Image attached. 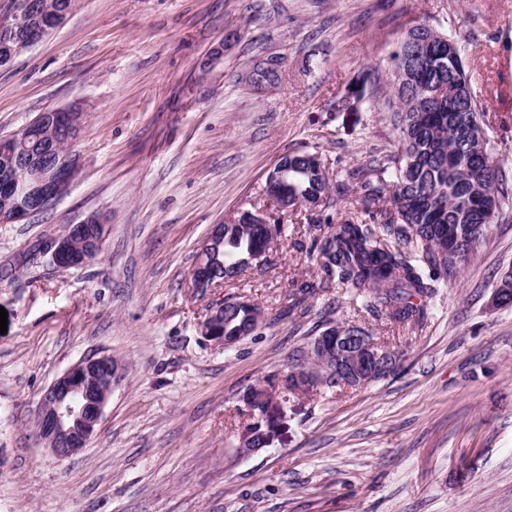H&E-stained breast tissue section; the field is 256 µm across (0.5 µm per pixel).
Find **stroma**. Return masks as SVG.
<instances>
[{"label": "stroma", "instance_id": "1", "mask_svg": "<svg viewBox=\"0 0 512 512\" xmlns=\"http://www.w3.org/2000/svg\"><path fill=\"white\" fill-rule=\"evenodd\" d=\"M458 39L494 157L512 171V0H80L62 26L0 67V135L40 112L87 103L83 168L67 195L0 224V512H512V222L492 225L422 325L401 327L318 291L309 316L288 295L320 279L309 247L353 210L298 206L266 263L222 293L267 324L236 348L200 323L218 294L188 286L212 225L266 210V176L317 149L337 179L395 152L390 55L419 23ZM283 59L258 95L241 77ZM104 213L99 256L29 264V248ZM403 351L396 374L359 389L281 401L267 447L239 451L248 388L284 369L321 311ZM125 366L92 443L58 460L33 411L84 356Z\"/></svg>", "mask_w": 512, "mask_h": 512}]
</instances>
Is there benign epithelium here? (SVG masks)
Instances as JSON below:
<instances>
[{"label":"benign epithelium","mask_w":512,"mask_h":512,"mask_svg":"<svg viewBox=\"0 0 512 512\" xmlns=\"http://www.w3.org/2000/svg\"><path fill=\"white\" fill-rule=\"evenodd\" d=\"M61 21L38 26L11 12L0 17V34L7 38L17 30L25 31L15 42L19 54L38 43ZM85 106L74 103L38 114L17 131L0 136V150L12 156L16 169L12 181L25 192L50 200L60 199L69 191L82 169V156L74 149L55 154L50 145L34 136V131L52 122L75 142L82 128ZM41 212L33 206H14L0 210V224H18ZM108 231L105 218L93 214L68 225L65 233L47 241L46 253L58 268H79L101 252ZM222 233L216 224L198 248L196 266L190 275V288L207 294L220 284L208 278L213 259L212 244ZM252 325L233 338L224 336V301L213 303L201 323V333L208 340L228 349L252 335L266 323L261 309L252 310ZM301 369L291 371L309 387L320 386L328 376H335L346 389L359 388L377 375V370L391 361V353L370 337L347 328L336 336H320L304 346L299 355ZM124 367L110 355H89L67 368L45 390L34 410L36 437L44 448L60 460L70 458L88 447L98 433L104 408L112 390L120 384Z\"/></svg>","instance_id":"obj_1"}]
</instances>
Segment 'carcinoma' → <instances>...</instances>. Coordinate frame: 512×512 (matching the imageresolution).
I'll use <instances>...</instances> for the list:
<instances>
[{"label": "carcinoma", "instance_id": "1", "mask_svg": "<svg viewBox=\"0 0 512 512\" xmlns=\"http://www.w3.org/2000/svg\"><path fill=\"white\" fill-rule=\"evenodd\" d=\"M70 0H41L36 22L47 23ZM391 69L406 78L393 83L396 153L373 157L336 182L357 187V209L334 230L313 238L321 270L320 284L300 286L289 298L301 306L317 288L345 289L349 303L374 317L401 326H419L427 314L435 282L452 278L471 258L494 219H512L502 209L509 198L506 173L489 149L469 137L481 130L483 112L465 74L457 39L425 23L409 30L391 56ZM292 171L270 192L288 207L319 202L327 209L329 176L321 156L304 150L288 153ZM270 242L261 224L224 225L219 260L224 274H243L252 255ZM224 332L248 324L250 310L224 299ZM276 389L275 380L244 396L263 412Z\"/></svg>", "mask_w": 512, "mask_h": 512}]
</instances>
